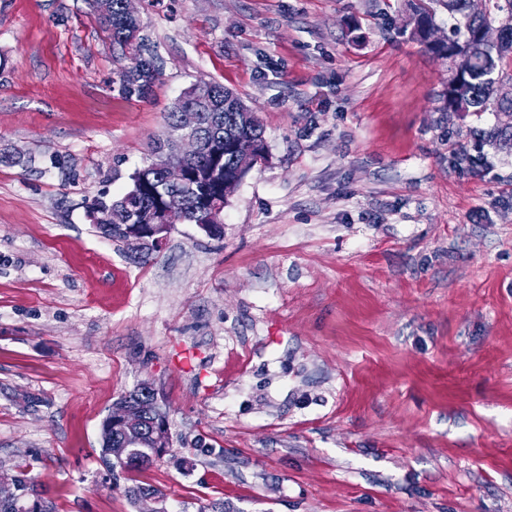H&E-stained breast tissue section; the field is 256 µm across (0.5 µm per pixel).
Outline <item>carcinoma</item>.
Wrapping results in <instances>:
<instances>
[{
  "mask_svg": "<svg viewBox=\"0 0 512 512\" xmlns=\"http://www.w3.org/2000/svg\"><path fill=\"white\" fill-rule=\"evenodd\" d=\"M122 0H110L107 14H99L102 24L110 32L112 42L120 46L128 56L129 64L118 72L122 92L128 96L142 98L151 90L159 70L152 57L145 56L140 42V25L127 20L122 11ZM437 2L448 11V18L454 21V29L463 32V38L434 46L430 51L448 60L451 75L448 78V111L512 112V101L506 102L499 95L500 83L512 82V70H506L502 61L512 55V0H495L493 12L481 18H474L467 11V0H414L412 16L409 19L410 34L426 42V28L435 22L432 3ZM506 15L505 35L496 44L474 46L471 37L477 30L496 21V15ZM186 106H192L202 113L201 134L203 148L200 154L186 164L195 170L205 169L222 161L224 174L237 172V161L232 141L238 137H250L264 143V130L260 120L249 124L240 121L246 105L234 93L216 82L194 84L165 116V137L158 140L154 153L171 149L172 136L177 131V113ZM150 177V189L136 187L127 197L116 199L96 197L92 200L89 217L104 236L115 241H124L123 224H149L155 221L159 205H171L182 211L184 223L204 224L208 218V207L215 195V183L202 180L190 186L170 188L165 186L156 172L143 167ZM120 400L133 403H153L156 393L153 389L138 385L122 395ZM121 436L117 427H112V440L102 439L101 459L104 465L115 471L125 472L145 468L162 459L170 451V427L161 421L150 419L146 436L134 443L130 453L123 459H109L108 447H117ZM19 486L10 498H0V512H16L15 507L29 501L35 492L29 472H18Z\"/></svg>",
  "mask_w": 512,
  "mask_h": 512,
  "instance_id": "1",
  "label": "carcinoma"
}]
</instances>
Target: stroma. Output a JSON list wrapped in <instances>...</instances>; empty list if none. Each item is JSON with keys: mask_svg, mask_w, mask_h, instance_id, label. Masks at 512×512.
<instances>
[{"mask_svg": "<svg viewBox=\"0 0 512 512\" xmlns=\"http://www.w3.org/2000/svg\"><path fill=\"white\" fill-rule=\"evenodd\" d=\"M160 74L124 96L90 0H0V473L52 512H512V150L447 109L409 0H139ZM265 157L213 237L135 257L92 200L153 159L193 84ZM479 157L469 165L456 151ZM149 383L171 451L111 476ZM153 403L156 401V393L153 389L143 385H137L133 390L122 395L112 408V412L105 418L102 428L107 426V421L112 414V423L119 426L126 434L128 441H136L143 430L144 413L139 406H131L125 402ZM115 402V403H116ZM126 492L130 496V498L134 501V503L137 504L138 512H162L163 511L160 507H157V505L160 502V499L155 496V495L159 496L160 492L158 490L152 489L150 487L135 486V487L127 488ZM144 492H148L151 494H145V495L140 496Z\"/></svg>", "mask_w": 512, "mask_h": 512, "instance_id": "35a3bbf8", "label": "stroma"}]
</instances>
